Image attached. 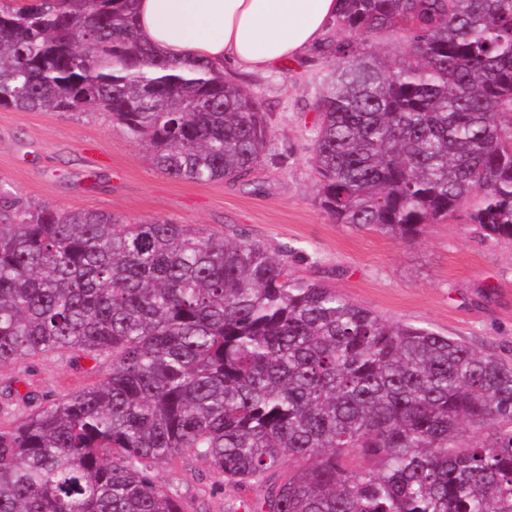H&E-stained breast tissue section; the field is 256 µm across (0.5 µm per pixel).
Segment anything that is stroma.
<instances>
[{
	"label": "stroma",
	"instance_id": "35a3bbf8",
	"mask_svg": "<svg viewBox=\"0 0 512 512\" xmlns=\"http://www.w3.org/2000/svg\"><path fill=\"white\" fill-rule=\"evenodd\" d=\"M328 65L313 50L260 74H224L259 95L269 152L240 182H192L154 167L110 113L0 108V189L30 207L98 210L131 224L168 220L289 252L290 266L391 322L425 326L473 349L512 359V242L483 237L464 218L429 225L419 241L334 223L320 208L310 162L313 103ZM112 359L78 351L0 365V426L101 382ZM155 483L184 512H241L268 482L240 489L190 453L153 465Z\"/></svg>",
	"mask_w": 512,
	"mask_h": 512
}]
</instances>
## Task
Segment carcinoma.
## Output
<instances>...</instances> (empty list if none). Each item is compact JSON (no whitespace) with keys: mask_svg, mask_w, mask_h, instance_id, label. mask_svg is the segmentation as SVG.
I'll list each match as a JSON object with an SVG mask.
<instances>
[{"mask_svg":"<svg viewBox=\"0 0 512 512\" xmlns=\"http://www.w3.org/2000/svg\"><path fill=\"white\" fill-rule=\"evenodd\" d=\"M132 2L0 7V107L102 109L172 178L245 179L262 99L207 63L175 73ZM334 30L321 209L414 242L464 207L512 241V0H342ZM388 31L392 55L371 51ZM70 349L112 371L0 427V512H183L149 469L184 451L241 488L282 471L246 512H512L511 361L388 323L257 242L0 193V364Z\"/></svg>","mask_w":512,"mask_h":512,"instance_id":"carcinoma-1","label":"carcinoma"}]
</instances>
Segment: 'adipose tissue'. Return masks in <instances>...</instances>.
I'll return each instance as SVG.
<instances>
[{"label": "adipose tissue", "mask_w": 512, "mask_h": 512, "mask_svg": "<svg viewBox=\"0 0 512 512\" xmlns=\"http://www.w3.org/2000/svg\"><path fill=\"white\" fill-rule=\"evenodd\" d=\"M340 0H137L141 40L188 70L266 72L317 48Z\"/></svg>", "instance_id": "adipose-tissue-1"}]
</instances>
